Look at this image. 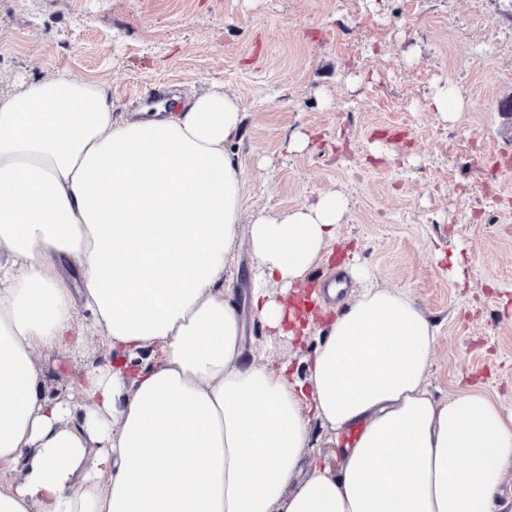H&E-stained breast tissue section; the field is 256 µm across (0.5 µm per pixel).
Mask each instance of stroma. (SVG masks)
<instances>
[{
    "mask_svg": "<svg viewBox=\"0 0 512 512\" xmlns=\"http://www.w3.org/2000/svg\"><path fill=\"white\" fill-rule=\"evenodd\" d=\"M62 72L110 85L119 112L158 85L223 87L244 219L347 196L335 250L435 322L434 392L512 412V0H0V90ZM443 84L464 101L451 121L429 106ZM252 263L239 240L226 285L259 340Z\"/></svg>",
    "mask_w": 512,
    "mask_h": 512,
    "instance_id": "35a3bbf8",
    "label": "stroma"
}]
</instances>
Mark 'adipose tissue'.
Segmentation results:
<instances>
[{
    "label": "adipose tissue",
    "mask_w": 512,
    "mask_h": 512,
    "mask_svg": "<svg viewBox=\"0 0 512 512\" xmlns=\"http://www.w3.org/2000/svg\"><path fill=\"white\" fill-rule=\"evenodd\" d=\"M242 124L219 87L138 112L67 74L0 94V512H497L512 413L432 390L436 329L406 291L365 288L315 332L286 302L343 194L248 221L263 353L317 336L305 374L256 360L224 286ZM91 335L107 358L78 400L47 397L37 352Z\"/></svg>",
    "instance_id": "1"
}]
</instances>
